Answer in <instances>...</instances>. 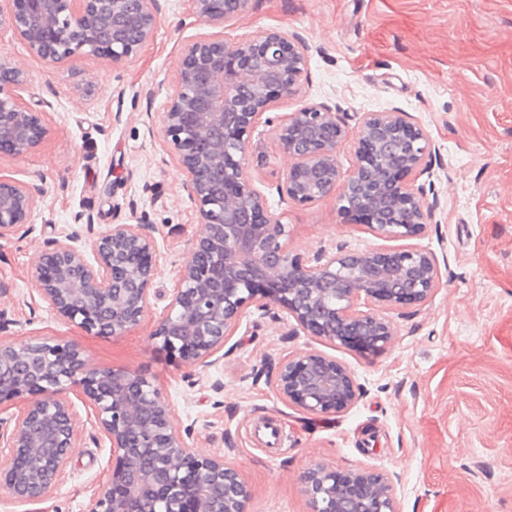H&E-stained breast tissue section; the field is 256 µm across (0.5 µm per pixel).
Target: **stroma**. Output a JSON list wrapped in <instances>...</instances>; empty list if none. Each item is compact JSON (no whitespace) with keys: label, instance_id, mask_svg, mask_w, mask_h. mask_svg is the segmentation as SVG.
Masks as SVG:
<instances>
[{"label":"stroma","instance_id":"1","mask_svg":"<svg viewBox=\"0 0 512 512\" xmlns=\"http://www.w3.org/2000/svg\"><path fill=\"white\" fill-rule=\"evenodd\" d=\"M155 34L124 65L79 55L56 67L10 33L0 54L23 61L22 104L47 131L29 154L0 156V177L43 192L24 236L0 240V341L52 338L92 366L141 373L160 387L192 453L223 454L247 485L246 512H311L299 481L308 467L396 473L399 512H512V0H248L222 27L189 0H159ZM300 35L309 62L299 94L276 111L336 108L349 131L363 113L400 110L436 155L419 181L430 217L413 238L383 239L340 213L336 195L281 201L290 162L270 127L255 130L244 167L303 260L326 249L433 252L441 284L423 304L382 307L392 340L377 350L332 343L285 309H249L224 359L195 368L151 332L201 231L186 174L164 142L162 115L185 45L235 42L257 30ZM116 224L147 225L158 275L140 323L100 336L60 320L40 298L34 260L75 236L86 257ZM317 353L345 365L362 393L348 409L311 415L282 395L279 364ZM222 391H214V381ZM69 476L47 498L0 490V512H89L112 452L83 402Z\"/></svg>","mask_w":512,"mask_h":512}]
</instances>
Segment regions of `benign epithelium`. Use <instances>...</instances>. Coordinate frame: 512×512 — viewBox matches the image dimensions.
I'll list each match as a JSON object with an SVG mask.
<instances>
[{"mask_svg":"<svg viewBox=\"0 0 512 512\" xmlns=\"http://www.w3.org/2000/svg\"><path fill=\"white\" fill-rule=\"evenodd\" d=\"M196 17L221 27L248 0H190ZM158 0H0V33L23 41L48 65L77 54L122 64L154 35ZM308 47L294 35L259 30L233 43L187 45L164 136L187 174L200 234L169 292L152 332L161 346L189 365L212 367L251 307L277 305L314 336L346 344L360 336L376 349L393 329L367 307L426 302L440 287L432 252L324 250L305 262L288 249L289 225L268 209L244 168L254 131L273 125L279 150L292 160L278 187L281 199L314 204L342 186L340 210L363 219L378 237L421 234L429 215L423 189L407 182L427 171L435 147L404 112H367L353 139L356 164L347 174L338 152L349 130L337 112L312 103L278 119L264 117L296 96ZM28 77L20 61L0 54V154L21 157L46 133L42 113L19 101ZM41 191L0 178V240L30 224ZM155 244L141 224H115L96 244L94 262L71 244L54 242L38 256L34 278L59 318L97 335L137 325L157 274ZM283 396L308 414L344 410L361 390L343 364L310 353L278 367ZM87 404L112 452V471L90 512H245L249 490L224 456L192 454L172 419L169 399L146 377L90 366L77 346L51 338L0 342V403L33 401L0 431V489L21 501L46 498L64 480L77 448L73 404ZM311 512H398L397 482L376 470L344 476L322 465L300 475Z\"/></svg>","mask_w":512,"mask_h":512,"instance_id":"obj_1","label":"benign epithelium"}]
</instances>
